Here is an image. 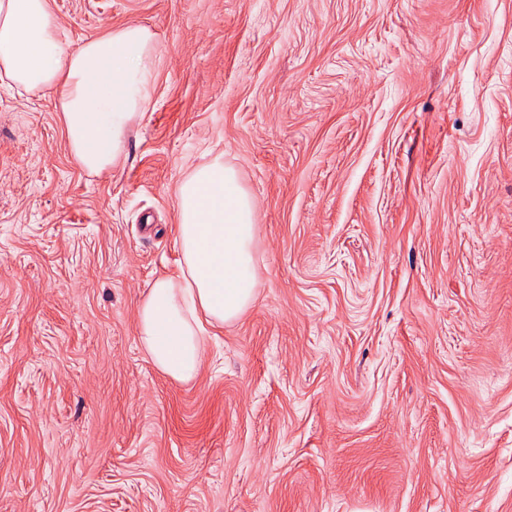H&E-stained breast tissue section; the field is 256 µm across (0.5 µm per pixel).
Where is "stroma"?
I'll return each instance as SVG.
<instances>
[{
    "label": "stroma",
    "mask_w": 512,
    "mask_h": 512,
    "mask_svg": "<svg viewBox=\"0 0 512 512\" xmlns=\"http://www.w3.org/2000/svg\"><path fill=\"white\" fill-rule=\"evenodd\" d=\"M159 48L95 173L0 86V512H512V0H50ZM222 157L259 285L189 382L137 308Z\"/></svg>",
    "instance_id": "35a3bbf8"
}]
</instances>
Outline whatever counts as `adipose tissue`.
Returning a JSON list of instances; mask_svg holds the SVG:
<instances>
[{"label": "adipose tissue", "instance_id": "ef3b65f1", "mask_svg": "<svg viewBox=\"0 0 512 512\" xmlns=\"http://www.w3.org/2000/svg\"><path fill=\"white\" fill-rule=\"evenodd\" d=\"M156 50L154 33L141 24L70 50L49 0H0V84L54 94L70 149L93 172L111 167L124 148L128 120L145 108ZM177 214L181 275L152 285L137 322L157 369L187 382L203 358L204 323L234 322L255 300V226L249 195L219 158L181 185Z\"/></svg>", "mask_w": 512, "mask_h": 512}]
</instances>
